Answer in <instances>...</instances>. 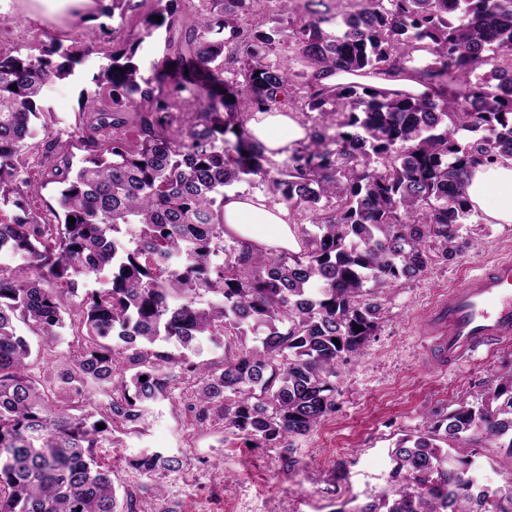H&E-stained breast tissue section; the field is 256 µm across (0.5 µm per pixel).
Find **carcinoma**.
Wrapping results in <instances>:
<instances>
[{
	"mask_svg": "<svg viewBox=\"0 0 512 512\" xmlns=\"http://www.w3.org/2000/svg\"><path fill=\"white\" fill-rule=\"evenodd\" d=\"M151 2L81 95L76 132L93 153L77 164L43 93L99 52L108 26L0 50V255L25 260L0 267V512H137L98 449L140 433L177 368L195 380L187 408L201 426L222 420L265 448L310 433L336 412V365L382 327L385 294L459 251L470 168L512 157V0H199L184 17L178 0ZM272 2L296 23L265 28ZM178 25L143 74L144 39ZM419 51L420 95L329 82L408 73ZM285 108L309 125L275 162L247 123ZM32 162L61 184L53 224L28 209ZM256 180L288 207L299 252L224 238V191ZM92 277L104 286L64 294ZM21 324L48 351L81 331L65 400L32 376ZM204 340L224 348L221 364L192 360ZM486 441L512 456V368L401 439L395 489L355 512H512V487L475 474ZM130 466L143 488L182 460L144 450Z\"/></svg>",
	"mask_w": 512,
	"mask_h": 512,
	"instance_id": "obj_1",
	"label": "carcinoma"
}]
</instances>
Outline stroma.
Listing matches in <instances>:
<instances>
[{
    "mask_svg": "<svg viewBox=\"0 0 512 512\" xmlns=\"http://www.w3.org/2000/svg\"><path fill=\"white\" fill-rule=\"evenodd\" d=\"M8 13L14 22L0 31L5 50L48 35L66 40L88 29L78 18H32L25 0H11ZM110 63L107 53L89 56L70 79L46 92V106L76 123L82 89ZM462 236L455 259L436 261L422 277L390 292L381 330L361 355L336 367L335 412L308 435L291 438L295 466H286L282 449L255 447L217 423L197 426L186 397L178 396L154 409L142 433L105 449L114 484L134 486L129 459L158 448L182 458L184 475L165 480L162 490H140V512H346L352 503L390 493L395 444L423 429L432 412L495 387L512 364V339L444 372L428 364L430 340L421 334L426 309L477 267L512 256V224L478 217Z\"/></svg>",
    "mask_w": 512,
    "mask_h": 512,
    "instance_id": "obj_1",
    "label": "stroma"
}]
</instances>
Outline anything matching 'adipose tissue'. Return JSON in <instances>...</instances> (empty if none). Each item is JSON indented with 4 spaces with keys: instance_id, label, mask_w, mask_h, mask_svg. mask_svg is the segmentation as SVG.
<instances>
[{
    "instance_id": "1",
    "label": "adipose tissue",
    "mask_w": 512,
    "mask_h": 512,
    "mask_svg": "<svg viewBox=\"0 0 512 512\" xmlns=\"http://www.w3.org/2000/svg\"><path fill=\"white\" fill-rule=\"evenodd\" d=\"M248 129L266 147L272 160H280L306 136L296 112L258 113ZM472 209L485 223L512 224V158L474 165L466 185ZM285 205H269L260 195L227 192L224 224L227 236L244 240L260 250H296L298 243Z\"/></svg>"
}]
</instances>
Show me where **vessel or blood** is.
Here are the masks:
<instances>
[{
	"instance_id": "b4317fda",
	"label": "vessel or blood",
	"mask_w": 512,
	"mask_h": 512,
	"mask_svg": "<svg viewBox=\"0 0 512 512\" xmlns=\"http://www.w3.org/2000/svg\"><path fill=\"white\" fill-rule=\"evenodd\" d=\"M435 337L436 365L447 368L512 337V257L481 266L436 302L423 322Z\"/></svg>"
}]
</instances>
